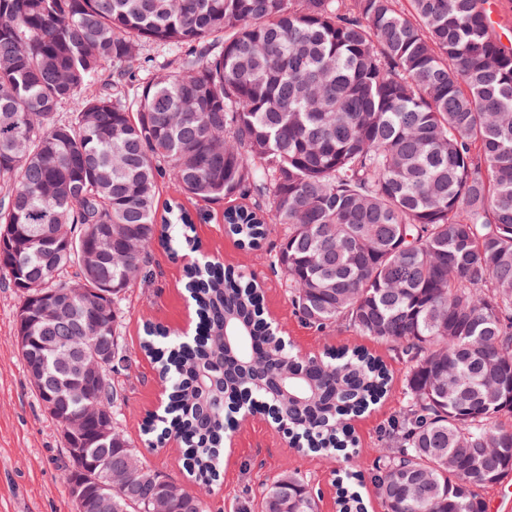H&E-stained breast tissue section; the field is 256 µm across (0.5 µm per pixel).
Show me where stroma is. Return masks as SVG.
<instances>
[{
	"mask_svg": "<svg viewBox=\"0 0 512 512\" xmlns=\"http://www.w3.org/2000/svg\"><path fill=\"white\" fill-rule=\"evenodd\" d=\"M208 210V223L197 227L206 254L255 274L262 284L266 308L297 350L319 353L328 347L359 344L386 361L393 377L390 397L354 423L360 461L363 467H370L372 450L380 446L388 421L400 407L402 360L386 345L354 335L344 326L320 333L304 325L288 301L280 275L225 233L223 202L210 204ZM151 264L155 279L136 284L126 295L121 342L130 357V368L128 374L118 377L125 395L122 428L141 447L153 470L181 483L185 476L176 444L153 450L146 447L143 434L144 420L159 397L153 365L140 350L143 327L153 321L179 328L186 314L181 261L157 247L151 252ZM19 305L16 290L0 278V512H75L61 480L65 462L61 431L31 388L13 339ZM234 443V455L224 464L221 484L203 494L211 512H238L243 498H258L264 484L287 468L307 476L319 491V512H336L340 462L298 453L281 431L263 421H242L234 430Z\"/></svg>",
	"mask_w": 512,
	"mask_h": 512,
	"instance_id": "1",
	"label": "stroma"
}]
</instances>
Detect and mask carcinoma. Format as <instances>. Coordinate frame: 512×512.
<instances>
[{
	"label": "carcinoma",
	"mask_w": 512,
	"mask_h": 512,
	"mask_svg": "<svg viewBox=\"0 0 512 512\" xmlns=\"http://www.w3.org/2000/svg\"><path fill=\"white\" fill-rule=\"evenodd\" d=\"M0 0V276L21 301L16 330L34 391L63 427L81 403L39 337H112V366L84 397L112 419L62 434L65 487L112 464V512H210L139 460L120 427L130 359L119 341L128 290L152 248L196 253L198 202L258 249L300 320L340 322L405 363L399 413L366 475L385 512H486L482 491L512 475V49L482 0ZM168 45L163 80L137 79L144 43ZM81 100L78 109L62 107ZM63 224L55 259L29 234ZM112 225V238L100 228ZM103 255L96 282L81 255ZM74 269L70 280L61 273ZM198 333L149 324L142 349L165 387L148 445H180L186 476L220 478L235 420L267 410L303 453L357 462L348 419L387 392L362 347L306 358L271 334L258 283L211 259L186 269ZM79 291V319L39 317L43 297ZM285 470L239 512H317ZM338 512H366L338 480Z\"/></svg>",
	"instance_id": "carcinoma-1"
}]
</instances>
